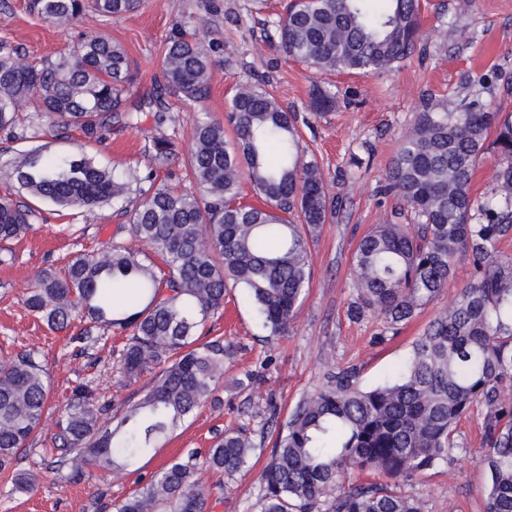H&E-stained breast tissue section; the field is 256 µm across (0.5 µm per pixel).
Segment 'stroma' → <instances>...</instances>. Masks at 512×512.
Wrapping results in <instances>:
<instances>
[{
  "label": "stroma",
  "instance_id": "stroma-1",
  "mask_svg": "<svg viewBox=\"0 0 512 512\" xmlns=\"http://www.w3.org/2000/svg\"><path fill=\"white\" fill-rule=\"evenodd\" d=\"M287 2L142 0L130 14L104 19L88 10L65 26L29 13L25 0H0V40L19 46L27 62L54 58L83 35H104L119 43L131 61L133 81L126 91L131 101L152 90L174 35H190L203 26L219 46L206 98L195 102L167 95L172 120L164 128H156L152 114L145 112L138 124H114L110 139L98 144L78 130L58 133L29 101L20 108L13 131L0 129L1 163L43 145L55 154H87L122 176L153 171L162 180L180 173L182 166H158L153 137L165 133L188 152L200 118L223 119L237 85L263 78L281 105L296 114L302 143L314 153L338 202L310 244L312 278L288 333L266 337L252 300L242 289H230L223 313L208 323L210 338L223 339L235 350L214 401L140 457L134 472L95 473L75 483L67 480L69 465L54 446L58 412L74 388L86 385L93 401L119 408L138 400L144 383L127 381L119 372L127 331H112L83 348L76 340L78 326L50 331L24 302L47 267L63 268L77 254L115 243L135 250L142 244L126 229L125 202L75 218L17 184L0 181V198L37 212L24 235L0 243V358L35 351L50 383V409L39 434L17 453L10 469L0 471V512H112L114 501L132 495L171 459L205 451L227 430L254 434L268 416V404H276L279 421H286L301 397L322 385L329 367L357 365L366 386L391 380L416 336L472 282L468 259L458 258L441 295L381 344L374 341L385 327L381 316L356 321L347 312L355 294L351 263L360 239L373 225L412 221L408 208L384 194L382 186L401 136L418 113L431 104L456 111L475 100L512 113V0H426L414 55L371 75L325 74L288 58L273 28ZM317 87L336 94L335 108L318 115L309 109ZM357 157L362 160L358 167L353 164ZM248 373L254 376L251 386L236 389L233 379ZM457 431L461 447L452 465H437L400 486L403 494L421 501L423 512H484L486 475L479 464L477 419L461 420ZM264 464L258 454L249 468L230 478L197 472L196 480L210 495L211 512H255ZM18 472L37 476L33 492L16 491Z\"/></svg>",
  "mask_w": 512,
  "mask_h": 512
}]
</instances>
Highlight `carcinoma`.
Segmentation results:
<instances>
[{
	"label": "carcinoma",
	"instance_id": "cac0c4a2",
	"mask_svg": "<svg viewBox=\"0 0 512 512\" xmlns=\"http://www.w3.org/2000/svg\"><path fill=\"white\" fill-rule=\"evenodd\" d=\"M141 0H28L29 10L55 24L79 18L87 7L118 18ZM421 0H293L275 22L280 48L323 72L375 74L409 58L421 31ZM214 42L202 35L170 39L161 79L134 109L124 107L132 81L124 48L103 36L85 37L41 64L20 66L18 49L0 42V128L15 123L21 104L34 99L61 129L103 142L112 121L132 124L153 113L155 126L172 121L162 93L198 101L216 66ZM336 93L317 88L311 109L331 110ZM234 146L224 123L195 126L186 170L193 188L155 184L153 173L119 177L85 154L49 156L43 147L0 179L30 195L84 213L139 196L128 230L149 253L114 245L105 254H81L58 271L47 268L26 298L49 329L78 316L89 344L114 329H132L122 351L128 380L149 374L141 397L118 415L76 389L61 412L60 447L75 453L72 482L96 470L110 474L155 448L212 396L234 356L219 339L199 331L224 308L229 288L251 296L262 328L285 334L312 277L310 242L335 208L316 162L303 161L295 116L267 85L240 84L227 103ZM494 139H489L490 133ZM154 159H178L166 135L153 140ZM497 158L491 194L477 198L473 175L487 153ZM248 178L264 206L240 201ZM386 194L401 199L415 223L375 225L358 243L352 266L351 318L382 316L396 330L445 288L455 261L468 258L472 283L452 306L428 322L412 343L395 379L372 388L353 365L332 366L325 383L303 397L278 426L261 477L257 512H422L397 483L452 464L460 444L456 426L477 416L483 433L479 458L486 474V512H512V257L501 253L512 237V114L471 102L457 112L427 106L402 138L388 172ZM32 211L0 200V241L25 233ZM161 261L166 272L156 271ZM46 372L31 351L0 360V468L38 430L47 411ZM257 446L243 432L218 437L201 459H176L153 475L114 512H210L195 472L232 476L249 466ZM394 480L345 484L350 470Z\"/></svg>",
	"mask_w": 512,
	"mask_h": 512
}]
</instances>
